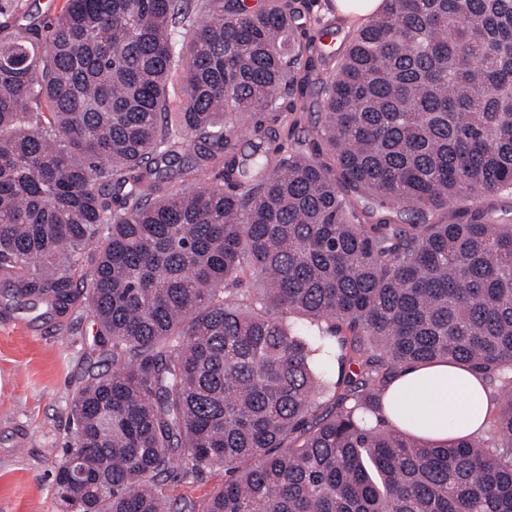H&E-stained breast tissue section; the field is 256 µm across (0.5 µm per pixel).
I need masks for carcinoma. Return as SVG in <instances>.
<instances>
[{
    "label": "carcinoma",
    "mask_w": 512,
    "mask_h": 512,
    "mask_svg": "<svg viewBox=\"0 0 512 512\" xmlns=\"http://www.w3.org/2000/svg\"><path fill=\"white\" fill-rule=\"evenodd\" d=\"M12 2L0 276L22 309L85 299L112 348L66 507L169 512L178 465L224 468L200 512H512V224L480 205L512 195V0H386L328 76L310 0H65L46 26ZM438 362L508 387L487 441L383 420Z\"/></svg>",
    "instance_id": "obj_1"
}]
</instances>
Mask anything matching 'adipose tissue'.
Masks as SVG:
<instances>
[{
	"label": "adipose tissue",
	"mask_w": 512,
	"mask_h": 512,
	"mask_svg": "<svg viewBox=\"0 0 512 512\" xmlns=\"http://www.w3.org/2000/svg\"><path fill=\"white\" fill-rule=\"evenodd\" d=\"M490 412L483 377L448 363L405 367L383 398L386 420L435 440L481 433Z\"/></svg>",
	"instance_id": "ef3b65f1"
}]
</instances>
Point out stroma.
Here are the masks:
<instances>
[{"label":"stroma","mask_w":512,"mask_h":512,"mask_svg":"<svg viewBox=\"0 0 512 512\" xmlns=\"http://www.w3.org/2000/svg\"><path fill=\"white\" fill-rule=\"evenodd\" d=\"M312 0L300 21L307 38L330 31L324 67L334 70L351 35ZM95 325L82 303L64 314L34 317L0 307V512H64L54 471L69 433L71 399L89 376L111 370L109 352L94 349ZM224 482L215 468L196 478L174 471L167 485L174 508L204 504Z\"/></svg>","instance_id":"1"}]
</instances>
